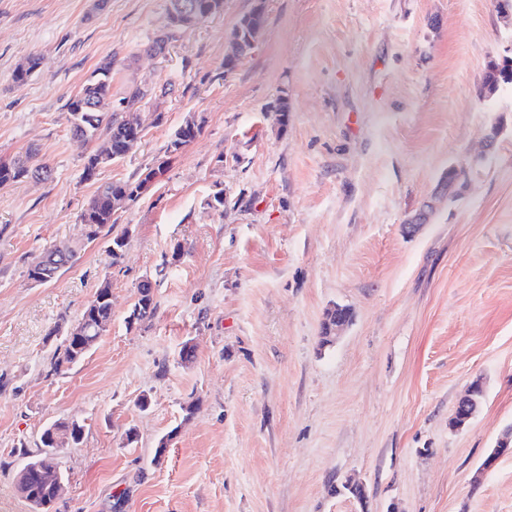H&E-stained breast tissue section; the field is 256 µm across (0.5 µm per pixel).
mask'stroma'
Listing matches in <instances>:
<instances>
[{"label":"stroma","instance_id":"stroma-1","mask_svg":"<svg viewBox=\"0 0 512 512\" xmlns=\"http://www.w3.org/2000/svg\"><path fill=\"white\" fill-rule=\"evenodd\" d=\"M253 3L224 0L152 56L169 0H0V160L34 147L52 170L0 187V512H30L16 475L58 420L83 426L59 451L60 512H512V455L473 481L512 427V85L481 94L512 19L493 0H265L256 48L225 71ZM107 60L113 98L172 91L87 180L65 104ZM192 116L200 136L165 156ZM162 162L114 215L120 259L102 237L29 281L80 241L99 184ZM146 279L157 309L133 323ZM106 280V332L49 375L53 328ZM338 305L353 322L324 341ZM476 380L477 413L452 426ZM350 476L367 508L329 493ZM47 255L48 257L55 256V259L49 260L47 263H36L38 258ZM78 255V250H69L67 247H58L54 245L46 249L40 254L28 268V278L34 282L49 281L54 278L63 268L72 264Z\"/></svg>","mask_w":512,"mask_h":512}]
</instances>
